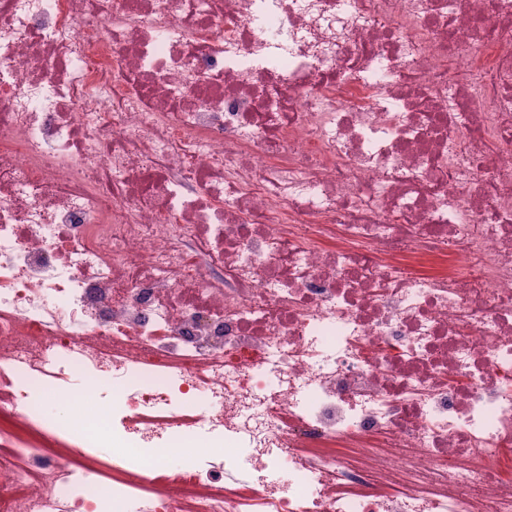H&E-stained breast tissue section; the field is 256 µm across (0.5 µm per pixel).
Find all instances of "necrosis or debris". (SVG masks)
<instances>
[{
  "label": "necrosis or debris",
  "instance_id": "necrosis-or-debris-1",
  "mask_svg": "<svg viewBox=\"0 0 512 512\" xmlns=\"http://www.w3.org/2000/svg\"><path fill=\"white\" fill-rule=\"evenodd\" d=\"M0 414V512H512V0H0Z\"/></svg>",
  "mask_w": 512,
  "mask_h": 512
}]
</instances>
